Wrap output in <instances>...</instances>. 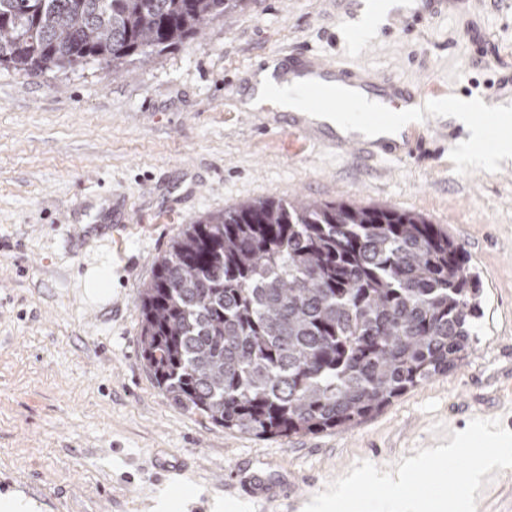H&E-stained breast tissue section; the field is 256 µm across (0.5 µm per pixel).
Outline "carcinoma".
Masks as SVG:
<instances>
[{
    "mask_svg": "<svg viewBox=\"0 0 512 512\" xmlns=\"http://www.w3.org/2000/svg\"><path fill=\"white\" fill-rule=\"evenodd\" d=\"M252 0H0V67L112 74ZM140 350L184 411L256 437L352 428L474 349L480 277L426 215L303 198L208 213L139 290Z\"/></svg>",
    "mask_w": 512,
    "mask_h": 512,
    "instance_id": "cac0c4a2",
    "label": "carcinoma"
}]
</instances>
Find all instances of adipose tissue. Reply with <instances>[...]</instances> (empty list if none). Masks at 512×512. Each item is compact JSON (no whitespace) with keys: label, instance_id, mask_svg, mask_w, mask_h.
<instances>
[{"label":"adipose tissue","instance_id":"obj_1","mask_svg":"<svg viewBox=\"0 0 512 512\" xmlns=\"http://www.w3.org/2000/svg\"><path fill=\"white\" fill-rule=\"evenodd\" d=\"M276 68V62L271 61L251 75L250 91L239 103L241 109L252 110L263 105H271L282 112L305 113L306 105L301 96L302 78L290 75L285 80H275L273 73ZM422 120L421 114L407 109L389 113L384 124L380 126L351 125L341 116L332 114L317 118L318 123L328 125L339 134H356L370 140L398 137Z\"/></svg>","mask_w":512,"mask_h":512}]
</instances>
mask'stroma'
<instances>
[{"instance_id": "stroma-1", "label": "stroma", "mask_w": 512, "mask_h": 512, "mask_svg": "<svg viewBox=\"0 0 512 512\" xmlns=\"http://www.w3.org/2000/svg\"><path fill=\"white\" fill-rule=\"evenodd\" d=\"M335 0H252L196 39L112 76L0 67V501L35 512H287L363 460L379 470L475 418L512 430V159L461 152L443 100L512 115V0L386 19L362 39ZM312 53L432 96L433 128L399 159L367 161L244 111L249 75ZM125 212L117 226L102 191ZM416 210L466 248L483 286L479 342L456 371L351 429L292 439L213 426L173 405L140 355L138 291L181 228L246 201L295 197ZM112 272L92 299L89 267ZM279 482L262 506L225 471Z\"/></svg>"}]
</instances>
